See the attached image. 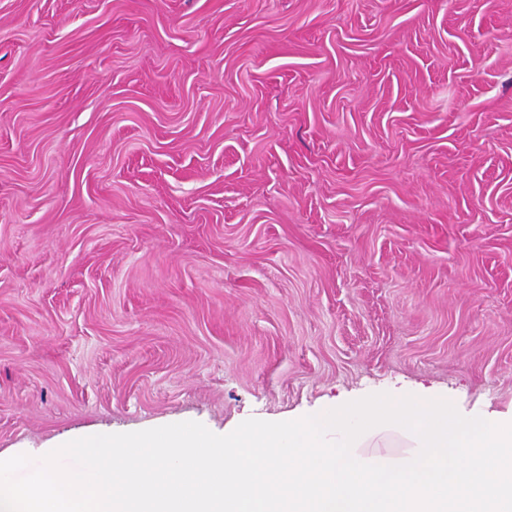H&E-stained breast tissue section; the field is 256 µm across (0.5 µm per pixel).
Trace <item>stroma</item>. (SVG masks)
<instances>
[{"instance_id": "35a3bbf8", "label": "stroma", "mask_w": 512, "mask_h": 512, "mask_svg": "<svg viewBox=\"0 0 512 512\" xmlns=\"http://www.w3.org/2000/svg\"><path fill=\"white\" fill-rule=\"evenodd\" d=\"M377 393L512 414V0H0V457Z\"/></svg>"}]
</instances>
